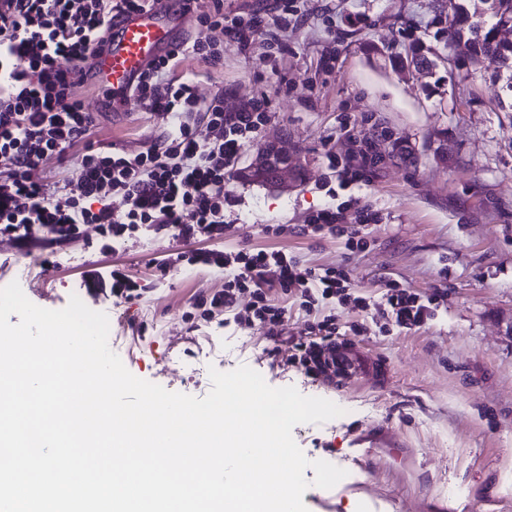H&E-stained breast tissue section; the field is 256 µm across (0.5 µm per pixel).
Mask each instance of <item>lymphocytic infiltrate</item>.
<instances>
[{"label":"lymphocytic infiltrate","instance_id":"1","mask_svg":"<svg viewBox=\"0 0 512 512\" xmlns=\"http://www.w3.org/2000/svg\"><path fill=\"white\" fill-rule=\"evenodd\" d=\"M155 3L0 0V234L18 242L41 239L62 246L80 239L83 225L94 224L104 250L145 231L172 234L188 248L166 260V267L213 265L224 272L222 290L192 300L194 319L206 322L224 309L238 324H285L288 309L273 296L295 289L308 312L327 301L367 307L366 297L353 294L344 266L308 268L281 251L223 253L190 247L200 238H223L226 209L241 203L225 192L224 177L270 115L263 98L226 111L223 91L172 78L171 73L182 57L222 66L228 42L243 48L262 41L269 49L266 63L274 64L288 51L289 28L305 20L297 0H274L268 11L249 14L225 10L224 0H210L207 11L192 13L196 34L180 54L155 62L129 94L128 111L151 113L157 136L137 151L86 147L63 184L46 180L47 160L64 158L68 147L85 140L106 109L86 92L98 84L93 60L103 50L113 20ZM382 140L402 145L393 132L377 129L364 137L354 156L326 153L338 181L323 188L334 202L312 211L303 232L336 236L354 252L366 249L360 229L377 222V212L337 195L377 175ZM118 198L123 201L119 208L114 205ZM86 288L92 298L109 294L118 301L148 291L117 269L88 275ZM444 298L437 287L416 293L391 281L376 307L388 324L409 332L432 321ZM340 337L335 314L315 316L300 335L286 336L290 365L311 379L342 375L347 357Z\"/></svg>","mask_w":512,"mask_h":512}]
</instances>
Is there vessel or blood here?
Returning a JSON list of instances; mask_svg holds the SVG:
<instances>
[{
  "instance_id": "obj_1",
  "label": "vessel or blood",
  "mask_w": 512,
  "mask_h": 512,
  "mask_svg": "<svg viewBox=\"0 0 512 512\" xmlns=\"http://www.w3.org/2000/svg\"><path fill=\"white\" fill-rule=\"evenodd\" d=\"M189 16L185 0H158L150 10L117 20L94 70L112 89V112L123 113L124 97L138 76L155 60L177 51L186 42Z\"/></svg>"
}]
</instances>
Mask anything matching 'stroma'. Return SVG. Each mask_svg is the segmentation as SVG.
I'll list each match as a JSON object with an SVG mask.
<instances>
[{"label":"stroma","mask_w":512,"mask_h":512,"mask_svg":"<svg viewBox=\"0 0 512 512\" xmlns=\"http://www.w3.org/2000/svg\"><path fill=\"white\" fill-rule=\"evenodd\" d=\"M304 26L289 30L287 54L265 66L262 43L224 50V68L197 61L177 75L228 100L266 96L271 120L247 142L225 187L243 199L223 239H199L197 250L283 251L309 267L346 266L353 292L379 299L388 282L414 292L447 294L438 317L409 333L380 332L376 308L351 304L335 312L347 348L360 365L345 381L311 380L272 364L267 329L225 324L216 315L191 329L187 314L200 292L223 289L214 268L182 265L160 273L184 250L167 233L142 234L118 249L95 248L94 225L84 239L51 251L0 236V287L18 282L35 305L60 310L71 296L105 313L110 348L136 377L171 392L204 397L208 370L246 365L279 388L328 399L342 416L294 426L310 460L346 470L336 486H314L308 512H512V92L505 80L476 64L455 61L437 20L446 0H299ZM432 47L428 69L400 67L412 43ZM291 92H284L281 81ZM369 114L408 144L400 155L380 143L385 163L377 178L350 195L378 212L362 228L366 250L298 229L308 212L330 204L317 188L326 150H356L368 126L342 128L345 115ZM150 113L104 115L95 146L142 148L156 135ZM290 146L299 177L288 187L243 178L239 170L277 137ZM282 224L274 236L265 225ZM119 268L148 285L142 298L121 304L89 298V271ZM362 326L359 334L351 326Z\"/></svg>","instance_id":"35a3bbf8"}]
</instances>
